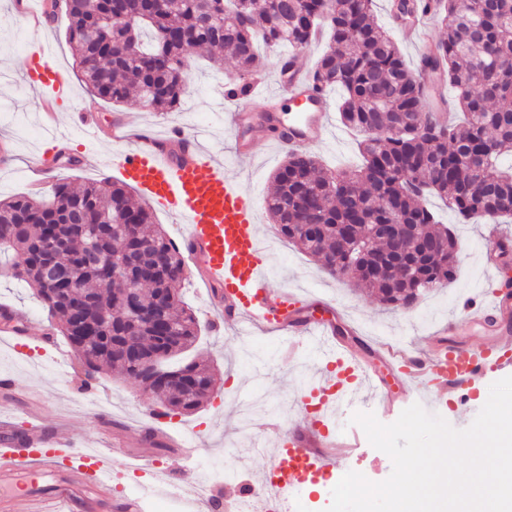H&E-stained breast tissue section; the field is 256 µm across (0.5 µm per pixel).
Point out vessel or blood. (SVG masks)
I'll return each instance as SVG.
<instances>
[{
    "label": "vessel or blood",
    "instance_id": "vessel-or-blood-1",
    "mask_svg": "<svg viewBox=\"0 0 512 512\" xmlns=\"http://www.w3.org/2000/svg\"><path fill=\"white\" fill-rule=\"evenodd\" d=\"M30 57V79L41 91V107L56 112L69 97V86L54 68L44 65L43 47H34ZM276 99L277 106L260 115L237 104L230 131L238 159L251 155L255 132L262 125L276 128L278 146L295 151L325 140L333 101L314 89L302 70L292 68ZM77 122L88 137L111 139L112 167L123 181L179 216L182 243L199 278L223 294L228 323L260 324L290 336L300 332L335 351V374L318 383L319 418L270 451L263 471L276 499L288 501L294 490L335 466L337 449L352 447V439L328 428L337 410L351 406L350 386L369 389L382 408L388 404L385 391L358 354L337 346L325 323L301 316L295 295L272 287L260 247L256 199L239 176L225 172L223 163L204 151L197 136L180 126L165 134L146 127L132 133L119 123L103 126L85 112ZM511 309L512 298L494 289L490 303L468 307L472 316L499 318L492 339L442 345L424 355L391 345L378 354L403 374L419 403L440 406L449 392L468 394L487 377L512 374V319L507 316ZM111 466V450L90 453L69 437L29 425L22 442L0 438V512H15L20 501L43 505V512H142L143 497L113 495L111 481L102 476Z\"/></svg>",
    "mask_w": 512,
    "mask_h": 512
}]
</instances>
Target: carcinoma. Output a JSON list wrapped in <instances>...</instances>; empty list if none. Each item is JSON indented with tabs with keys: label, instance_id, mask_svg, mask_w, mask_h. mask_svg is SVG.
<instances>
[{
	"label": "carcinoma",
	"instance_id": "1",
	"mask_svg": "<svg viewBox=\"0 0 512 512\" xmlns=\"http://www.w3.org/2000/svg\"><path fill=\"white\" fill-rule=\"evenodd\" d=\"M374 0H66L67 36L86 89L112 105L133 93L155 112L180 105L195 48L210 60L235 62L238 79L252 74L257 41L301 51L320 29L328 46L312 70V82L342 92V123L359 137L361 163L328 169L310 152H286L275 171L267 211L277 234L299 246L329 275L350 277L393 310H409L415 297L454 280L461 245L429 208L432 197L459 217L493 224L512 222V170L500 157L512 154V0H400V13L431 14L441 22L423 64L455 89L452 107L461 124L430 121L431 95L407 66L390 35L377 23ZM132 213V227L101 217ZM398 224L401 236L419 227L435 250L410 251L403 273L368 271L355 245L389 253L395 238L376 231ZM57 241L56 263L46 270L42 242ZM152 257L162 266L152 285L128 279L113 258ZM14 254L4 273L32 285L36 297L84 367L113 369L147 382L165 413L192 414L215 387L211 368L177 359L195 346L200 326L180 307L181 293L160 309L149 328L126 308L130 291L155 308L163 282L181 284V252L136 203L130 187L108 178L74 189L59 179L47 197L0 200V253ZM349 263L336 267V258ZM81 278L65 279L72 267ZM161 354L156 373L141 372L132 353Z\"/></svg>",
	"mask_w": 512,
	"mask_h": 512
}]
</instances>
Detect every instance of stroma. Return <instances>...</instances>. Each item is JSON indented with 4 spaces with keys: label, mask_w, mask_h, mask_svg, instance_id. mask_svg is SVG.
Segmentation results:
<instances>
[{
    "label": "stroma",
    "mask_w": 512,
    "mask_h": 512,
    "mask_svg": "<svg viewBox=\"0 0 512 512\" xmlns=\"http://www.w3.org/2000/svg\"><path fill=\"white\" fill-rule=\"evenodd\" d=\"M13 2L0 0V139L10 141L15 155L9 167H0L1 198L30 193L25 160L34 153L42 154L49 164L59 154L75 158L76 166L65 170L64 175L76 185L112 176V168L88 166L80 161L87 151L101 157L112 151L110 142H91L73 127L75 113L95 112L104 123L121 114L132 124L160 132L174 125L203 132L206 149L226 163L228 172L241 177L258 203L266 202L272 190V176L285 151L272 144L273 133L268 130L256 137L251 159L236 160L223 117L224 111L234 107L233 102L223 99L225 79L236 75L232 61L216 68L205 51L195 50L190 59L187 92L177 111L152 112L135 99L116 107L84 87L73 67L66 37L68 21L59 17L41 37L47 62L58 67L73 87L72 97L61 105L57 127L68 131L71 141L59 144L54 139L55 129L43 124L38 90L26 80L31 47L20 42L27 29L16 17ZM310 151L329 168L360 160L354 134L336 116L330 121L326 140L312 145ZM430 206L459 239L460 261L452 283L425 293L410 310L387 309L368 289L331 278L313 258L278 237L264 212L260 215L259 232L273 247L274 256L269 261L271 283L276 288L288 287L311 305L331 303L341 309L349 324L359 331L357 337H343L341 343L356 351L364 350L371 342L424 349L430 346L435 331L449 324L454 325L459 341L484 340L488 327L470 324L463 316L461 303L481 300L494 280L507 276L502 264L488 263L486 258L484 241L492 227L477 222L458 223L439 199H431ZM185 275L182 300L195 313L201 328L194 353L211 363L218 382L213 397L201 409L189 415L170 414L169 420L172 430L197 439L201 445L198 456L185 460L174 448H154L145 442L144 426L137 418L148 410L149 401L131 380L106 372L90 378L78 364L61 366L52 352L40 350L37 338L49 322L48 315L32 288L4 276H0V305L9 304L27 313L29 339L21 356L9 343H0V375L10 376L15 383L13 398L0 407V413L13 419L19 436L24 435L29 416L39 414L44 415L46 427L74 437L87 448L101 444L104 430L117 434L124 449L112 458L115 492L127 491L122 476L129 472L134 458L140 457L153 462V470H169L188 492L202 478H209L212 491L221 495L223 504L236 508L240 505L239 488L258 482L266 463L261 455L244 456V448L252 440L271 446L272 425L292 430L305 423L299 397L325 363L305 339L259 331L241 335L225 326L223 310L216 306L211 290L200 283L194 268L186 267ZM357 465L379 481L392 471L387 454L363 443L325 481L304 486L292 504V512H326L334 481ZM153 470L138 473V480L151 479Z\"/></svg>",
    "instance_id": "35a3bbf8"
}]
</instances>
